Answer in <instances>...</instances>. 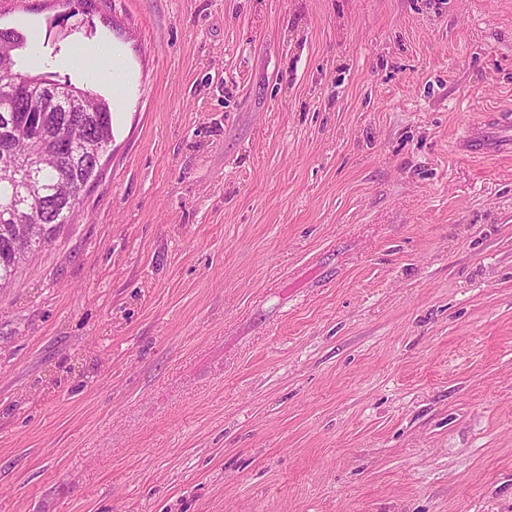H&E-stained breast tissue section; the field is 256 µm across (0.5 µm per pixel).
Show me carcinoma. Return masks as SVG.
<instances>
[{
    "mask_svg": "<svg viewBox=\"0 0 512 512\" xmlns=\"http://www.w3.org/2000/svg\"><path fill=\"white\" fill-rule=\"evenodd\" d=\"M25 44L23 35L0 30V103L10 100L4 86L8 79L19 86L22 100L33 105L31 112H16L12 122L3 123L0 114V288L11 284L20 266L32 261L36 252L52 241L61 227L74 222L73 200L87 185L101 175L75 161L81 144L67 137L71 125L94 126L100 140L112 143V112L102 96L88 101L89 89L72 86L76 95L68 99L71 109L68 123L64 113L56 111L57 101L45 93L53 80L31 76L16 69V51ZM42 153L58 157V163L37 168L30 179L32 195L11 203V182L17 170L10 161L14 157L32 158Z\"/></svg>",
    "mask_w": 512,
    "mask_h": 512,
    "instance_id": "obj_1",
    "label": "carcinoma"
}]
</instances>
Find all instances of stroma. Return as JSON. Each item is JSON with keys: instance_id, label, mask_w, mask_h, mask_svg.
<instances>
[{"instance_id": "obj_1", "label": "stroma", "mask_w": 512, "mask_h": 512, "mask_svg": "<svg viewBox=\"0 0 512 512\" xmlns=\"http://www.w3.org/2000/svg\"><path fill=\"white\" fill-rule=\"evenodd\" d=\"M112 143L0 289V512H512V0H0ZM111 47L121 83L76 71ZM460 149L472 157L485 154L512 153V113L493 110L485 112L481 122L472 126L461 141Z\"/></svg>"}]
</instances>
